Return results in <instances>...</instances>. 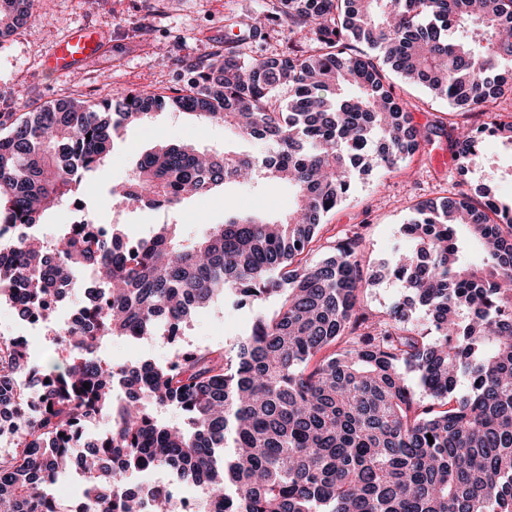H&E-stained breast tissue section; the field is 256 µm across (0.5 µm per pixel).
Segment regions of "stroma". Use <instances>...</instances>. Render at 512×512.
<instances>
[{"label":"stroma","instance_id":"35a3bbf8","mask_svg":"<svg viewBox=\"0 0 512 512\" xmlns=\"http://www.w3.org/2000/svg\"><path fill=\"white\" fill-rule=\"evenodd\" d=\"M264 0H39L32 17L0 42V104L24 112L60 99L83 96L97 100L128 89L172 91L188 79L184 60L207 54L231 37L225 18L247 19L263 9ZM91 27L104 34L107 48L89 68L51 75L45 68L50 49L69 33ZM393 94L424 127L436 122L481 126L489 116L470 112L434 98L428 88L390 74ZM228 134L223 126L201 123L167 110L114 136L104 164L87 175L79 203L99 223L117 224L130 238L149 237L157 224L181 225L185 238L205 234L209 225L224 221L227 211L262 212L276 217L287 212L294 198L287 185L256 178L229 185L203 197L185 200L176 208L150 210L111 200L109 188L124 182L136 159L161 143L188 144L200 150H223ZM490 189L499 201L512 202V142L491 136L482 147V163L459 175L446 135L433 137L423 154L400 163L393 171L356 173L346 200L326 219L324 236L358 235L365 256V273L393 262L397 253L412 251L414 241L403 226L412 207L423 200L457 192L477 196ZM254 308L218 300L197 311L176 343L161 339L132 342L113 338L107 346L121 362L171 361L188 346L230 345L247 328ZM0 321L25 337L39 365L63 364L68 352L53 342L49 330L30 333L8 305L0 304Z\"/></svg>","mask_w":512,"mask_h":512}]
</instances>
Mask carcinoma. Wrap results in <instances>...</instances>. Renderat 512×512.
<instances>
[{
	"label": "carcinoma",
	"mask_w": 512,
	"mask_h": 512,
	"mask_svg": "<svg viewBox=\"0 0 512 512\" xmlns=\"http://www.w3.org/2000/svg\"><path fill=\"white\" fill-rule=\"evenodd\" d=\"M31 2L0 0V39L26 23ZM281 24L303 41L249 61L228 38L183 62L189 81L171 95L0 112V225L26 227L0 242V300L22 317L41 312L68 351L64 367L41 368L26 340L0 336V415L14 427L13 451L0 454V512H143L147 500L172 512L169 495L135 481L148 470L201 495V512H512V205L463 193L418 206L403 227L415 250L386 267L410 295L377 317L362 308L376 276L363 273L358 237H319L357 168L389 171L444 130L414 123L387 71L470 111L512 95V0H268L231 26L255 40ZM164 109L267 145L262 170L295 188L294 207L227 214L188 244L178 224L136 242L85 219L41 236L114 135ZM482 134L448 132L462 166L480 164ZM257 163L250 150L161 144L110 195L171 209L251 180ZM324 248L331 255L313 257ZM79 269L90 272L85 317L60 324L47 300ZM227 296L275 308L233 344L167 366L104 351L114 337H163ZM31 371L44 400L27 414ZM167 407L183 424L159 417ZM101 422L108 430L90 443L74 438ZM76 465L81 493L69 503L53 486Z\"/></svg>",
	"instance_id": "obj_1"
}]
</instances>
